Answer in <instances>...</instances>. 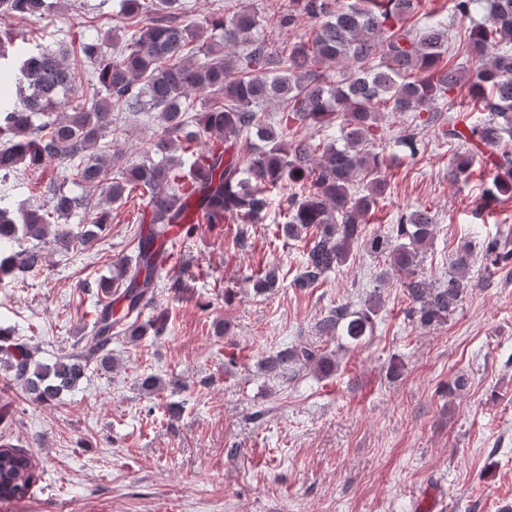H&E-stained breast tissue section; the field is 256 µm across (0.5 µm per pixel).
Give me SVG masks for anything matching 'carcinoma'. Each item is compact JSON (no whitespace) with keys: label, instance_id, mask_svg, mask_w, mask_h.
<instances>
[{"label":"carcinoma","instance_id":"carcinoma-1","mask_svg":"<svg viewBox=\"0 0 512 512\" xmlns=\"http://www.w3.org/2000/svg\"><path fill=\"white\" fill-rule=\"evenodd\" d=\"M418 5L419 0H288L277 15L278 27L295 38L286 50L258 37L261 20L254 8L231 6L206 19L218 39L196 50L191 44L199 37V25L182 21L189 14L187 0H119L128 20L122 46L109 35L78 38L80 53L94 66L87 78L89 103L63 99L74 91L64 64L66 49L28 53L13 103L0 106V181L7 182L22 163L38 168L56 158L69 161L72 183L83 193L73 196L58 186L46 203L31 205L17 217L0 196V283L42 264L35 245L22 252L9 249L19 238L68 253L97 239L112 221V207L132 193L145 197L149 210L140 220L132 254L113 260L112 279L99 284L103 298L81 352L42 364L27 347L8 343L9 332L0 328L4 365L34 401L50 404L86 371L113 368L112 338L134 341L163 330V315L141 316L158 288L181 286L182 271L167 266L174 227L189 238L199 224L194 215L208 224L262 220L271 193L285 183L294 190L280 203L282 234L299 239L311 233L294 287H314L327 272L345 265L360 245L389 268L411 273L417 250L434 235L428 209L401 215L394 238L364 235L368 214L389 188L385 114L412 112L419 120L395 138L412 157L422 144L421 123L441 127L450 142L494 148L504 135L512 137V0H487L486 22L464 28L468 68L445 62L454 50L447 25L406 27ZM48 8V0H0L1 12L22 18ZM143 16L145 24L139 21ZM308 19L319 26H305ZM194 51L203 57L190 58ZM336 63L346 64L337 79L326 72V65ZM465 85L487 116L463 133L441 121L438 103L454 102L452 94ZM195 91L213 94L200 113L191 98ZM61 102L70 111L34 125V117L52 114ZM271 106L278 112L274 123L264 119ZM126 111L157 112L161 121L142 158L130 164L100 145ZM295 123L317 125L327 134L316 144L308 137L290 140L288 128ZM475 163L468 149L454 153L448 179L468 180ZM493 166L484 207L512 199V154L502 153ZM77 208L87 213L86 223L75 229L60 223ZM484 256L497 267L512 260V250L490 239ZM470 263L471 249L464 245L452 258L448 276L434 283L408 279L410 314L424 326L448 321L468 286ZM251 283L258 295L271 292L279 287V269L268 266ZM382 304L375 288L357 311L346 305L330 310L318 322V332L358 343L372 335ZM311 368L328 376L336 360L307 346L263 360L268 373L294 376ZM42 476L29 452L0 443V499L26 498Z\"/></svg>","mask_w":512,"mask_h":512}]
</instances>
